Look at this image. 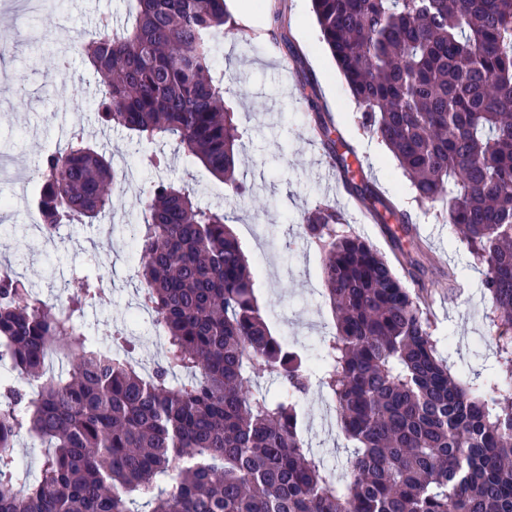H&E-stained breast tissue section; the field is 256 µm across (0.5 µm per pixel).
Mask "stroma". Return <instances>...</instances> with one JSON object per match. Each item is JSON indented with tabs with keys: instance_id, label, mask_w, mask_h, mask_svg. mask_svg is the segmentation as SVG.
<instances>
[{
	"instance_id": "stroma-1",
	"label": "stroma",
	"mask_w": 512,
	"mask_h": 512,
	"mask_svg": "<svg viewBox=\"0 0 512 512\" xmlns=\"http://www.w3.org/2000/svg\"><path fill=\"white\" fill-rule=\"evenodd\" d=\"M226 6L235 31L216 37L213 55L225 73L226 104L244 132L238 175L257 188L244 198L201 164L188 162L176 143L141 145L101 121L100 77L71 46L93 37L101 15L123 25L132 0H46L24 21L14 0H0L15 35L11 66L23 83L19 93L0 92V143L10 147L17 172L35 168L45 152L64 147L77 129L115 163H126L135 177L130 189L114 196L110 217L62 225L51 238L28 222L35 186L1 181L0 200L11 202L12 213L0 229V266L14 267L18 278L54 306L73 295L84 275L102 277L103 299L80 313L78 325L104 348L112 347L115 329L127 327L136 359L154 366L163 357L165 340L152 318L137 314L139 257L128 243L133 225L142 221L141 188L159 179L188 185L200 205L224 210L251 265L272 333L303 357L312 385L301 402V429L315 455L340 471L348 442L336 426L328 395L316 383L314 361L335 327L321 279L323 255L304 237L300 214L332 204L344 217V230L389 256L394 273L411 291H423L438 350L449 354L452 374L464 383L489 376L495 361L481 275L451 226L417 206L414 188L392 154L359 128L357 106L320 39L311 0H265L260 7L254 0H226ZM278 10L286 24L275 22ZM304 87L311 99L301 95ZM318 112L329 113L336 135L354 147L369 178L410 214L415 234L403 238L402 255L393 256L382 225L363 221L354 201L327 190L325 181L334 171L328 148L312 130ZM142 150L165 153L168 167L156 172L138 166Z\"/></svg>"
}]
</instances>
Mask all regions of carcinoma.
I'll return each mask as SVG.
<instances>
[{"label": "carcinoma", "instance_id": "obj_1", "mask_svg": "<svg viewBox=\"0 0 512 512\" xmlns=\"http://www.w3.org/2000/svg\"><path fill=\"white\" fill-rule=\"evenodd\" d=\"M131 26L80 46L102 79L104 124L169 139L235 195L238 129L224 107L213 38L224 0H136ZM320 39L358 105L359 126L393 155L423 207L485 267L495 374L462 384L436 349L420 296L342 216L301 219L326 253L335 333L319 385L353 442L346 476L308 449L301 357L271 333L224 211L161 180L142 194L134 241L144 302L165 333L148 377L118 345L96 347L74 315L101 298L82 278L67 308L0 279V358L36 386L0 403V512H512V0H312ZM345 187L376 223L409 215L337 153ZM44 231L112 208L123 172L81 138L40 160ZM60 356L70 368L56 373ZM280 385L272 397L259 374ZM47 448L38 475L14 454Z\"/></svg>", "mask_w": 512, "mask_h": 512}]
</instances>
